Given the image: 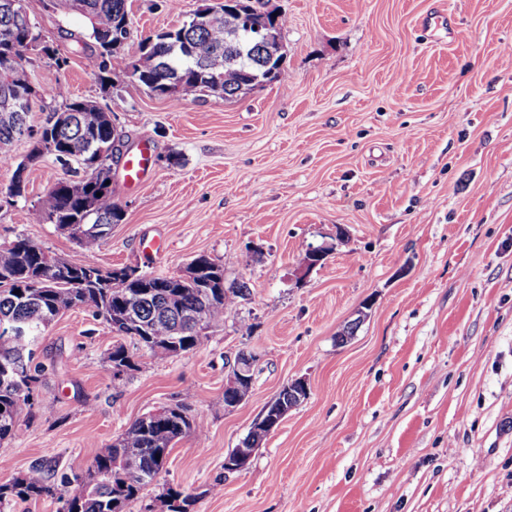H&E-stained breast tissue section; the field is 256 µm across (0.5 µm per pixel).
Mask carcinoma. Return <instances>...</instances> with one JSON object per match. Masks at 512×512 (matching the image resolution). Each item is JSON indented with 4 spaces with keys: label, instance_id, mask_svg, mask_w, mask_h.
Masks as SVG:
<instances>
[{
    "label": "carcinoma",
    "instance_id": "obj_1",
    "mask_svg": "<svg viewBox=\"0 0 512 512\" xmlns=\"http://www.w3.org/2000/svg\"><path fill=\"white\" fill-rule=\"evenodd\" d=\"M87 29L69 34L86 50L90 74L100 81L112 73L115 51L106 48L104 38L125 23L126 0H81ZM22 40L9 45L0 40V56L10 55L13 63L0 61V89L7 86L24 95L33 94L23 56ZM224 24L211 25L202 19H191L178 28L161 31L143 40L139 54L130 63L138 81L149 88L156 83L181 81L193 91L212 88L224 80V94L231 96L238 87V74L224 69ZM237 54L255 62V71L264 70L265 56L261 48L250 43L233 45ZM62 63L46 73V81L54 97L62 100L58 108L48 110L44 133L54 148L47 153L65 170L44 198L31 208L38 223L82 224L83 236L77 243L88 253L86 260L67 268V281L55 282L59 258L45 251L29 238L19 235L0 247V323L15 322L31 329L33 342H38L54 316L70 309H88L121 336H128L147 351L155 347L170 348L175 354L198 347L203 331L224 322L232 298L240 296L247 283L239 282L227 289V294L207 293L196 278L177 275L140 273L136 286L120 291L112 288V270L101 268L94 252L104 239V227L122 220L123 213L112 199V189L94 184V168L100 148H105V160L116 162L120 157L117 143L120 137L112 133L100 106L90 107L85 99H73L60 78ZM26 112L0 111V145L21 136L27 122ZM24 162L16 166L6 195L21 199L26 194L22 173ZM84 183L89 195L70 193L64 182ZM97 272L96 282L84 281V270ZM130 305L138 322L149 327V334H140L138 327L112 325V310ZM43 365L35 362L33 350L23 353L13 337L0 332V440L8 438L21 417L30 413V385L40 382ZM169 410L163 417L145 415L132 422L114 442L96 453L88 477L69 478L61 482L78 483V490L64 501L67 512H124L128 502L162 472L170 450L177 440L193 432L205 431L201 417H187L183 411ZM50 493L45 472L36 465L21 478L0 484V504L10 500L37 499ZM167 512H189L190 495L179 488L166 486L159 495Z\"/></svg>",
    "mask_w": 512,
    "mask_h": 512
}]
</instances>
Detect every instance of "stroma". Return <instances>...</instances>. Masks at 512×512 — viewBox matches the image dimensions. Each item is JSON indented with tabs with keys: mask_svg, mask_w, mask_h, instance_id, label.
Wrapping results in <instances>:
<instances>
[{
	"mask_svg": "<svg viewBox=\"0 0 512 512\" xmlns=\"http://www.w3.org/2000/svg\"><path fill=\"white\" fill-rule=\"evenodd\" d=\"M199 5L127 0L130 38L104 86L71 39L84 18L27 0L71 95L111 111L125 152L152 148L138 187L113 168L123 218L98 265L170 275L203 254L250 294L189 352L131 348L117 388L107 356L120 337L90 311L57 316L35 406L0 441V483L38 463L58 492L0 512H60L76 490L62 476H86L130 423L180 403L205 435L182 438L125 512H163L167 484L193 496L191 512H512V0H268L288 18L284 81L155 96L125 63ZM62 175L52 155L28 163L25 198L0 206V245L22 234L85 260L31 219ZM146 240L161 251L146 255ZM241 350L258 357L255 382L228 411ZM297 379L308 397L245 469L225 470Z\"/></svg>",
	"mask_w": 512,
	"mask_h": 512,
	"instance_id": "stroma-1",
	"label": "stroma"
}]
</instances>
